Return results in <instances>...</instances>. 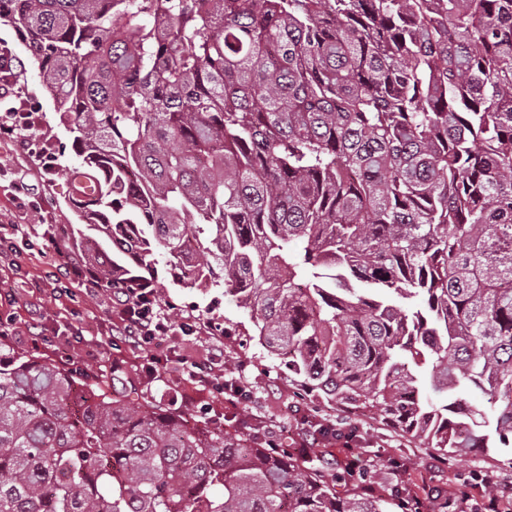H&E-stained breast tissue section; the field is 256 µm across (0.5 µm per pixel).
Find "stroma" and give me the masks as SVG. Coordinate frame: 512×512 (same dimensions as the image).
Wrapping results in <instances>:
<instances>
[{"mask_svg":"<svg viewBox=\"0 0 512 512\" xmlns=\"http://www.w3.org/2000/svg\"><path fill=\"white\" fill-rule=\"evenodd\" d=\"M0 41L6 42L13 56L25 62L26 67L13 88L11 97L23 102L37 114V122L28 136L31 147L24 152L12 151L0 144V218L9 219L15 209L10 187L14 173L26 174L38 187L33 200L38 207L25 221L15 227L16 237L32 245L24 259V275L14 281L16 303L14 310L24 314L25 302L31 291L33 279L39 275L44 262L43 254L52 250L53 244L45 239L46 227L39 221L40 213H47L57 224H72L76 216L69 206L72 195L70 180L64 173L49 172L44 168L46 154H53L61 163L73 164L77 158L71 148V140L58 124L52 102L42 93L39 71L29 64V52L25 43L12 29L0 28ZM160 297V312L172 320H193L197 331L191 336H178L170 342L171 351L165 360L166 382H153L154 391L165 386L189 388L188 366L184 355L201 356L216 353L217 368L223 369L225 378L243 377L251 391L249 409L260 413L276 425L293 423V404H300L303 412L314 419H335L333 410L301 400L295 388L288 383V372L280 360L263 354L260 347L243 337L225 336L224 321L246 320L247 315L238 309L233 297L223 291L208 293L185 288L174 283L169 273L160 274L154 284ZM105 297L89 298L83 293L60 300L46 297L42 320L48 334L39 346H32L27 337L8 336L4 343L15 353L60 360L68 347L89 345L94 360H74L75 368L93 370L110 366L112 362L124 363L130 373H138L142 360L128 346L112 345L104 337L106 314ZM336 460L345 467L365 465L373 461L395 463L407 470L414 480L419 497H426L432 488H442L450 499L448 512H478L482 496L468 480L470 472H479L491 482L503 485L512 483V450L500 448L494 457L471 452L462 457L448 459L437 464L429 451L415 447L398 436L392 428L372 421L360 423L357 435L349 442L331 444Z\"/></svg>","mask_w":512,"mask_h":512,"instance_id":"35a3bbf8","label":"stroma"}]
</instances>
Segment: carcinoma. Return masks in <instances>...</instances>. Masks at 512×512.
Returning <instances> with one entry per match:
<instances>
[{"label": "carcinoma", "mask_w": 512, "mask_h": 512, "mask_svg": "<svg viewBox=\"0 0 512 512\" xmlns=\"http://www.w3.org/2000/svg\"><path fill=\"white\" fill-rule=\"evenodd\" d=\"M97 182L76 251L103 287L165 269L342 420L444 461L512 437V0H0ZM95 235L84 236L82 227ZM121 374L0 360V512H387ZM475 389L489 409L461 408Z\"/></svg>", "instance_id": "carcinoma-1"}]
</instances>
